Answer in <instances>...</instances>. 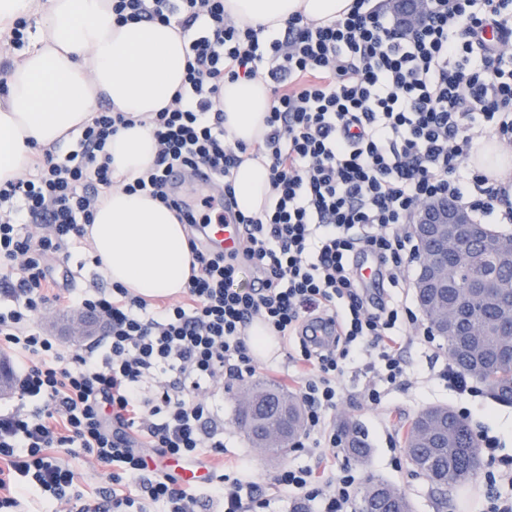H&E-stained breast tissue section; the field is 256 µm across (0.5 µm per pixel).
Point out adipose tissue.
I'll return each mask as SVG.
<instances>
[{
	"label": "adipose tissue",
	"instance_id": "adipose-tissue-1",
	"mask_svg": "<svg viewBox=\"0 0 512 512\" xmlns=\"http://www.w3.org/2000/svg\"><path fill=\"white\" fill-rule=\"evenodd\" d=\"M353 0H224L243 24L279 31L295 13L328 22ZM38 18L31 48L14 59L0 97V184L18 178L42 150L80 133L99 102L134 117L107 143L115 178L150 168L157 142L142 121L168 106L180 88L189 38L175 26L116 23L110 0H0V24L20 15ZM218 107L231 141L254 148L266 130L269 92L258 79L225 81ZM239 210L257 215L270 194L265 157H245L235 172ZM87 239L112 283L144 299L182 293L192 274L183 224L148 195L112 189L93 213Z\"/></svg>",
	"mask_w": 512,
	"mask_h": 512
}]
</instances>
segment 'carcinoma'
<instances>
[{
  "instance_id": "obj_1",
  "label": "carcinoma",
  "mask_w": 512,
  "mask_h": 512,
  "mask_svg": "<svg viewBox=\"0 0 512 512\" xmlns=\"http://www.w3.org/2000/svg\"><path fill=\"white\" fill-rule=\"evenodd\" d=\"M483 239L464 250L448 249V287L423 288L415 298L424 316L448 317V309L461 317L441 327L448 357L463 374L484 383L498 402L512 404V259L495 257L494 245L511 241L512 234L482 226ZM491 280L505 285L498 301L489 303L468 291V286ZM240 423L257 448L279 453L303 426L297 397L263 382L249 389L239 411ZM347 451L364 463L370 448L352 426L345 427ZM403 447L410 465L439 494L468 480L481 460L478 443L468 424L446 405L420 411L403 426ZM359 512H413L407 495L397 487L371 478L363 487Z\"/></svg>"
}]
</instances>
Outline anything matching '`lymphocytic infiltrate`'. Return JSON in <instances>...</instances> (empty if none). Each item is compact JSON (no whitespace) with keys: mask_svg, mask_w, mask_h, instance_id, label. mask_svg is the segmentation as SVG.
<instances>
[{"mask_svg":"<svg viewBox=\"0 0 512 512\" xmlns=\"http://www.w3.org/2000/svg\"><path fill=\"white\" fill-rule=\"evenodd\" d=\"M112 15L192 35L184 83L149 121L155 163L123 188L188 227L198 271L176 304L120 285L78 298L57 287L69 244L85 237L115 184L106 144L135 124L114 106L91 113L78 152L43 151L0 185V281L14 302L0 311V354L14 360L19 399L0 409V512H16L25 495L66 512H197L205 502L266 512L269 499L223 469L189 487L166 462L200 466L223 454L219 400L226 385L256 373L254 320L298 350L304 421L294 449L341 447L332 416L349 355H371L373 402L379 383L403 382L404 303L371 297L356 259L370 254L381 281L403 280L419 253L399 227L428 199L512 222V194L467 162L485 129L512 143V0H425L411 31L374 0H354L323 25L293 16L275 35L226 18L224 0H112ZM490 29L497 40L487 39ZM256 77L270 91L257 150L271 195L261 215L248 216L236 210L234 189L247 148L227 139L218 102L225 80ZM175 168L207 169L222 197L187 203L167 181ZM217 220L245 225L236 253L210 245L206 228ZM33 224L48 230L34 234ZM51 307L97 318L102 351L48 336L37 319ZM76 455L110 466L108 494L73 492L65 459ZM274 484L294 512L316 503L348 512L355 497L354 476L332 464L280 469Z\"/></svg>","mask_w":512,"mask_h":512,"instance_id":"1","label":"lymphocytic infiltrate"}]
</instances>
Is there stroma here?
<instances>
[{"label":"stroma","mask_w":512,"mask_h":512,"mask_svg":"<svg viewBox=\"0 0 512 512\" xmlns=\"http://www.w3.org/2000/svg\"><path fill=\"white\" fill-rule=\"evenodd\" d=\"M69 253L64 274L74 294L108 288V280L90 260L89 242L73 243ZM38 322L44 332L70 349H84L101 335L99 324L74 309L44 311ZM403 346L408 375L402 384L386 391L380 404H372L364 395L369 377L363 371V362L349 364L341 380L343 395L335 422L357 427L371 453L367 463L362 464L346 449H339L336 465L353 474L357 484L375 477L399 488L411 500L414 512H478L484 504L482 481L470 478L461 486L450 489L447 500H440L430 482L409 465L401 443L402 426L432 405L467 410L471 429L488 427L490 434L501 440L498 455L503 462L495 466L494 472L499 483L504 485L512 479V405L497 403L486 393L470 397L451 390L439 377L448 362L442 341L431 345L421 343L415 330L409 328L405 331ZM249 386V381H237L224 391V466L230 476H247L256 489L271 491L273 477L279 469L287 465H314L320 451L316 448L300 452L287 450L273 456L255 448L238 421L239 399Z\"/></svg>","instance_id":"1"}]
</instances>
